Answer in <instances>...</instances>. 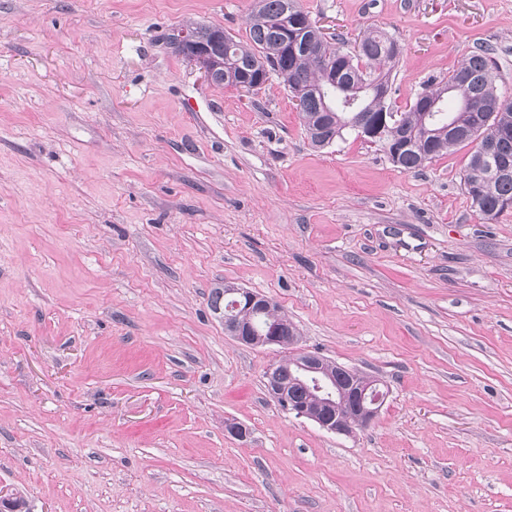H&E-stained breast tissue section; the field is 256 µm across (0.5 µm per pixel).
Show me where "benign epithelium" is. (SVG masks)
<instances>
[{
	"instance_id": "7a95c632",
	"label": "benign epithelium",
	"mask_w": 512,
	"mask_h": 512,
	"mask_svg": "<svg viewBox=\"0 0 512 512\" xmlns=\"http://www.w3.org/2000/svg\"><path fill=\"white\" fill-rule=\"evenodd\" d=\"M191 62L203 72L208 82L216 83L218 70L208 52L196 53L191 57ZM230 293L235 295L232 307L226 312H216L227 335L246 346L282 348L288 345V337L277 322L269 324L266 333L261 336L253 335L250 327L253 314L278 311L275 302L238 286L233 287ZM328 363L326 357L309 351L299 350L289 356L295 382L304 384L310 381L317 391L324 393L316 404H300L293 399L283 381L280 360L266 368V387L269 395L284 410L315 423L328 433L350 436L374 421L388 392L383 389L381 380L368 375L362 382L344 387L337 381L336 374L328 369Z\"/></svg>"
}]
</instances>
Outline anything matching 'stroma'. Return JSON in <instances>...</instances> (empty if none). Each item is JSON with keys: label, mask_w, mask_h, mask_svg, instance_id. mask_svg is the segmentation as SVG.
Returning a JSON list of instances; mask_svg holds the SVG:
<instances>
[{"label": "stroma", "mask_w": 512, "mask_h": 512, "mask_svg": "<svg viewBox=\"0 0 512 512\" xmlns=\"http://www.w3.org/2000/svg\"><path fill=\"white\" fill-rule=\"evenodd\" d=\"M253 5L0 0V488L30 512H512V211H474L469 148L416 172L353 130L314 150L282 79L212 85L169 44L246 40ZM300 5L400 42L395 111L479 47L512 96V0ZM227 282L381 379L375 422L282 411V350L210 308Z\"/></svg>", "instance_id": "obj_1"}]
</instances>
